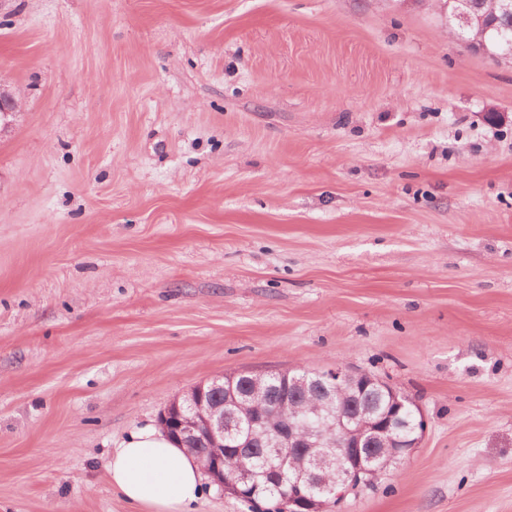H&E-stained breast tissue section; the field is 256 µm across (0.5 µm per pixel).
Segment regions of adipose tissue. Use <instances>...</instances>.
I'll list each match as a JSON object with an SVG mask.
<instances>
[{
  "label": "adipose tissue",
  "instance_id": "obj_1",
  "mask_svg": "<svg viewBox=\"0 0 512 512\" xmlns=\"http://www.w3.org/2000/svg\"><path fill=\"white\" fill-rule=\"evenodd\" d=\"M113 488L135 507L191 512L201 496L204 473L195 455L166 434L144 429L115 449L107 469Z\"/></svg>",
  "mask_w": 512,
  "mask_h": 512
}]
</instances>
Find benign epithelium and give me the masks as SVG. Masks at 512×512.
<instances>
[{"label":"benign epithelium","instance_id":"obj_1","mask_svg":"<svg viewBox=\"0 0 512 512\" xmlns=\"http://www.w3.org/2000/svg\"><path fill=\"white\" fill-rule=\"evenodd\" d=\"M270 373L252 374L248 377L251 389L232 391L227 400L214 405L207 400L206 383H199L182 397L175 398L159 416V426L167 434L174 435L187 450L196 447L201 439H208L216 448L203 467L204 473L219 489L230 485L236 490V497H251L250 489L254 482V471L249 467L251 455L246 448L260 446L269 461L265 471L267 481L276 483L282 479L281 464L291 461L297 466V475L288 495L282 498L279 508L282 512H325L328 504L320 503L319 509L312 508L316 492L328 490L338 501L345 494L364 488L369 473L366 463L373 459L364 448L363 438L373 435L388 445L384 466L409 458L418 443H410L405 438L393 436L401 427V411L404 402L399 392L389 383L380 386L389 392L392 400L391 412L379 419H371L362 414L352 420L351 427L338 418L342 436V447L333 441L325 442L316 433L308 436L297 432L290 421H278L268 411L264 390ZM324 377L338 388H351L362 378L360 373H352L342 367L326 371ZM250 405L249 429L242 433L241 418L235 407ZM236 449L235 458L239 462L236 470L224 472V448ZM333 472L336 480L333 485L326 482V474Z\"/></svg>","mask_w":512,"mask_h":512}]
</instances>
